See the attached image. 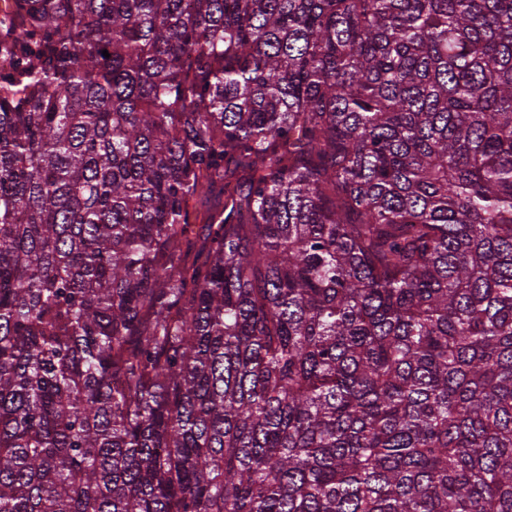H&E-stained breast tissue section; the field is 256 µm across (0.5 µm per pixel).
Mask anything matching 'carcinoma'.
Segmentation results:
<instances>
[{
	"mask_svg": "<svg viewBox=\"0 0 512 512\" xmlns=\"http://www.w3.org/2000/svg\"><path fill=\"white\" fill-rule=\"evenodd\" d=\"M0 512H512V0H4Z\"/></svg>",
	"mask_w": 512,
	"mask_h": 512,
	"instance_id": "1",
	"label": "carcinoma"
}]
</instances>
